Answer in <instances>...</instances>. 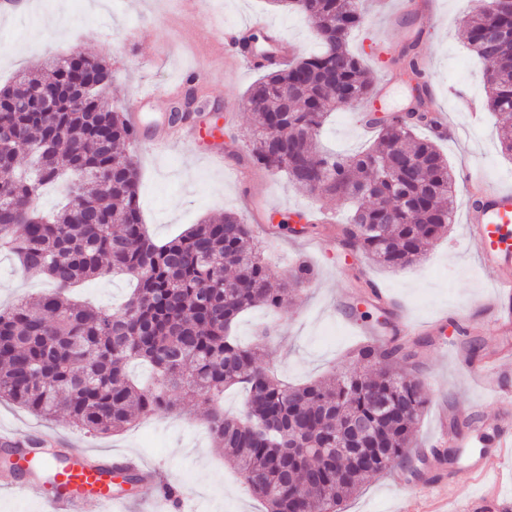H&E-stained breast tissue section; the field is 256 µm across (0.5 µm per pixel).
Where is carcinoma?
<instances>
[{"instance_id": "cac0c4a2", "label": "carcinoma", "mask_w": 512, "mask_h": 512, "mask_svg": "<svg viewBox=\"0 0 512 512\" xmlns=\"http://www.w3.org/2000/svg\"><path fill=\"white\" fill-rule=\"evenodd\" d=\"M305 15L323 48L264 73L244 95L259 115L249 131L253 161L278 170L312 196L353 204L346 245L393 270L418 260L453 223L457 174L436 142L417 135L432 122L427 75L405 45L397 62L416 83L421 110L375 120L378 134L358 154L327 153L319 135L335 104L374 96L375 84L346 48L362 23L359 0H268ZM468 45L486 63V108L499 124V144L512 154V0L492 15L476 13ZM46 79L19 71L0 87V120L20 136L0 143V252L22 271L53 284L50 292L0 309V400L44 417H60L94 435H114L141 416L170 411L187 393L204 409L203 422L244 490L266 512H343L367 477L406 457L413 426L427 399L419 380L396 371L415 356L394 338L386 347L357 350L370 373L344 372L295 387L254 366L256 347L232 327L245 310L287 312V288L310 281L302 262L284 284L253 243L251 226L232 213L204 222L165 243L145 232L138 170L124 148L136 134L105 91L112 67L83 57L86 110L74 107L69 56L46 60ZM56 95L46 114L34 91ZM28 147L29 168L16 167ZM64 184L67 203L51 215L34 202L49 185ZM120 272L135 282L117 311L81 305L77 284ZM148 364L152 382L129 379L131 362ZM245 390L243 410L228 416L225 391ZM367 427L363 436L351 428ZM350 448L336 463V440Z\"/></svg>"}]
</instances>
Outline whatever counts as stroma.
Masks as SVG:
<instances>
[{
  "instance_id": "1",
  "label": "stroma",
  "mask_w": 512,
  "mask_h": 512,
  "mask_svg": "<svg viewBox=\"0 0 512 512\" xmlns=\"http://www.w3.org/2000/svg\"><path fill=\"white\" fill-rule=\"evenodd\" d=\"M29 9L0 14V86L22 69L33 67L55 53L93 54L112 65L109 98L121 112H130L146 90H166L194 72L193 88L198 124H218L224 130V167L205 159L209 139L180 144L170 152L151 150L147 142L130 146L139 168L142 218L156 242L171 240L195 224L233 211L251 224L274 280H286L295 262L310 264L315 278L301 285L287 314L275 317L254 308L236 322L242 344H250L259 327L269 324L275 333L259 352V367L280 379L303 383L327 376L332 369L363 370L354 357L357 328L374 327L365 318L366 282L384 288L399 303L383 328L392 338L403 318L425 321L447 315L449 325L468 322L480 349L459 364L464 345L456 332L447 341L428 338L417 346L414 359L405 362L422 383L428 405L415 425V447H424L438 427L441 411L449 415L475 413L485 422L512 418V397L489 390L480 374L484 360L512 349V335L498 333L487 318L494 280L482 268L476 247L466 238L463 220H456L411 266L393 271L364 255L334 243L333 223L344 222L347 207L340 199L316 198L292 186L284 175L249 169L246 131L255 113L245 110L242 98L259 76L245 67L227 69L220 45L225 28L256 16L274 20L283 36L301 55L317 52L320 44L313 24L304 16L275 11L267 0H30ZM362 26L349 41L375 80H386L389 94L380 102L384 112L411 104L409 86L389 64L401 47L415 42L419 56L430 64V91L436 105L447 112L461 136L441 142L454 169L473 167L484 178L512 184V156L504 155L497 138L494 114L472 118V104L485 98L483 66L468 50L467 21L472 0H361ZM373 132L359 124L358 109L337 106L323 132L327 149L351 154L368 147ZM320 210L327 221L307 233L280 229L277 237L266 230L279 226L283 215L298 207ZM45 280L24 276L14 256L0 254V308L17 299L46 290ZM123 277L104 276L79 291L83 300L112 309L130 292ZM201 409L186 398L173 412L137 421L118 435L91 436L58 419L46 420L8 400L0 401V428L28 434L35 427L54 430L82 441L95 453L138 455L146 465L163 468L169 483L190 499L196 512H263V504L246 495L240 479L212 446ZM15 471L0 467V512H46L45 501L54 489L44 483L41 497L10 490ZM492 480L475 481L464 460H453L444 482L430 480L426 470L399 488L390 472L370 477L348 500L345 512H430L441 496L460 500L488 490Z\"/></svg>"
}]
</instances>
